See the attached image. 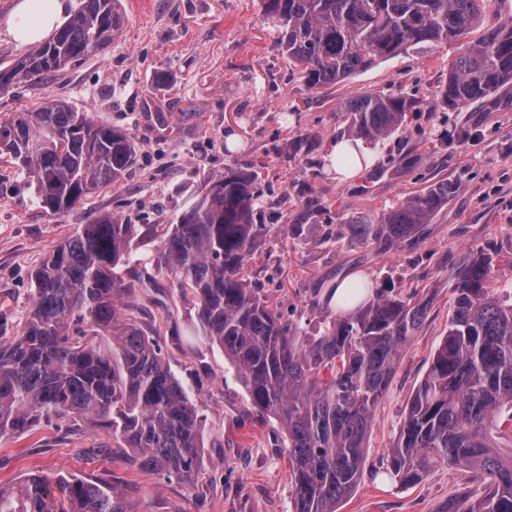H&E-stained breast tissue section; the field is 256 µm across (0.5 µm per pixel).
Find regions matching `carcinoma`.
Returning a JSON list of instances; mask_svg holds the SVG:
<instances>
[{
  "label": "carcinoma",
  "mask_w": 512,
  "mask_h": 512,
  "mask_svg": "<svg viewBox=\"0 0 512 512\" xmlns=\"http://www.w3.org/2000/svg\"><path fill=\"white\" fill-rule=\"evenodd\" d=\"M488 0H265L279 23L280 48L312 89L335 85L425 45L481 30L452 62L437 89L445 105L465 106L512 83V18L486 23ZM125 25L121 0H80L47 41L8 64L0 89L21 78L61 73L106 48ZM347 139L371 144L398 132L416 101L363 93L343 101ZM0 153L60 215L136 164L125 131L95 122L64 98L47 96L0 121ZM259 174L226 171L210 179L199 204L177 223L125 224L108 213L62 242L34 274L33 304L21 335L0 342V437L41 419L82 418L130 450L138 468L191 482L202 463L198 410L173 376L157 340L121 316L128 288L115 268L131 243L157 237L177 281L192 288L199 330L243 373L259 416L288 437L292 512H338L362 476L374 410L428 304L385 296L301 336L242 277L262 227L254 223ZM446 180L405 202L345 225L353 240L388 252L420 239L456 194ZM492 259L476 254L455 276L448 334L410 397L388 450L403 485L443 462L484 483L475 499L451 498L440 512H512V285L489 286ZM0 512H135L104 481L65 477L53 491L30 474L0 487Z\"/></svg>",
  "instance_id": "carcinoma-1"
}]
</instances>
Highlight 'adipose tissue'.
<instances>
[{
    "instance_id": "obj_1",
    "label": "adipose tissue",
    "mask_w": 512,
    "mask_h": 512,
    "mask_svg": "<svg viewBox=\"0 0 512 512\" xmlns=\"http://www.w3.org/2000/svg\"><path fill=\"white\" fill-rule=\"evenodd\" d=\"M67 7V0H18L7 31L20 42L43 41L60 25Z\"/></svg>"
}]
</instances>
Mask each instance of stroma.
Here are the masks:
<instances>
[{
  "instance_id": "obj_1",
  "label": "stroma",
  "mask_w": 512,
  "mask_h": 512,
  "mask_svg": "<svg viewBox=\"0 0 512 512\" xmlns=\"http://www.w3.org/2000/svg\"><path fill=\"white\" fill-rule=\"evenodd\" d=\"M126 24L103 51L57 76L23 79L0 91V120L49 95L97 122L124 130L138 161L61 215L49 214L28 176L0 155V342L19 335L32 305L31 274L78 225L109 213L128 224H174L196 206L211 176L258 172L255 221L264 232L244 278L265 303L315 336L335 317L325 294L347 273L393 296L419 293L428 313L401 352L378 404L362 478L339 512H439L449 496L479 497L471 473L439 464L418 484L390 473L387 450L406 403L448 332L452 274L469 256L492 257V287L512 283V84L463 108L438 103L460 43L414 50L336 85L308 88L278 43L264 0H122ZM165 85H158V74ZM363 92L419 100L405 129L371 146V166L343 181L325 155L346 126L342 102ZM307 136L315 146L294 153ZM445 179L458 192L425 239L378 253L339 233ZM133 290L123 312L157 327L170 370L202 417L203 465L194 484L131 467L125 449L85 421H54L0 438V486L29 474L112 480L137 512H291L287 442L259 420L237 366L197 332L190 286H178L159 240L133 242L117 268Z\"/></svg>"
}]
</instances>
